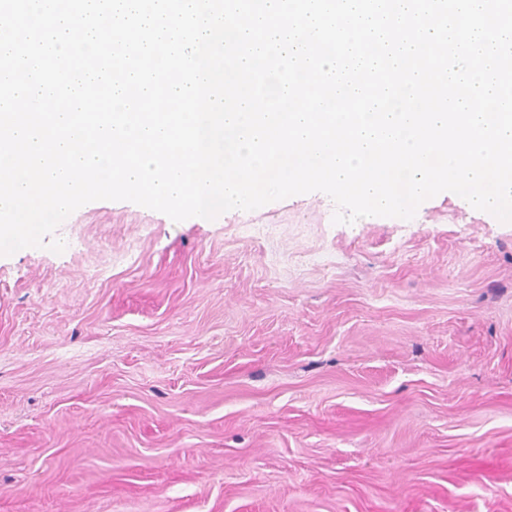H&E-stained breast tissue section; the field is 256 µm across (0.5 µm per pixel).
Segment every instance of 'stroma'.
Masks as SVG:
<instances>
[{"mask_svg":"<svg viewBox=\"0 0 512 512\" xmlns=\"http://www.w3.org/2000/svg\"><path fill=\"white\" fill-rule=\"evenodd\" d=\"M95 201L0 256V512H512V223Z\"/></svg>","mask_w":512,"mask_h":512,"instance_id":"35a3bbf8","label":"stroma"}]
</instances>
